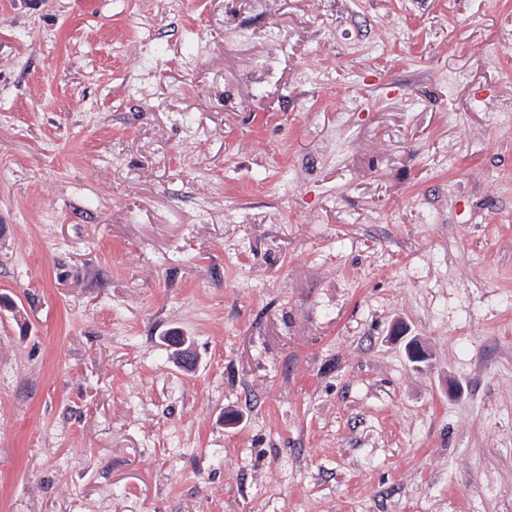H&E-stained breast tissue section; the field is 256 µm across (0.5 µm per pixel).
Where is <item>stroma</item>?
<instances>
[{
  "mask_svg": "<svg viewBox=\"0 0 512 512\" xmlns=\"http://www.w3.org/2000/svg\"><path fill=\"white\" fill-rule=\"evenodd\" d=\"M0 296V512H512V0H0Z\"/></svg>",
  "mask_w": 512,
  "mask_h": 512,
  "instance_id": "35a3bbf8",
  "label": "stroma"
}]
</instances>
